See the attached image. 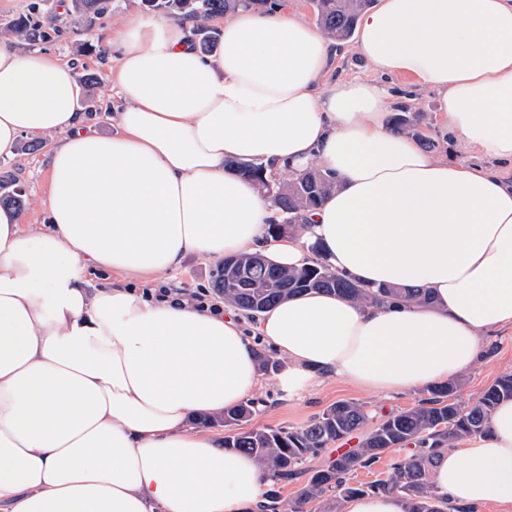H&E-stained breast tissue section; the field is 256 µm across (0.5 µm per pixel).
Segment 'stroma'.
Returning <instances> with one entry per match:
<instances>
[{
    "label": "stroma",
    "mask_w": 512,
    "mask_h": 512,
    "mask_svg": "<svg viewBox=\"0 0 512 512\" xmlns=\"http://www.w3.org/2000/svg\"><path fill=\"white\" fill-rule=\"evenodd\" d=\"M45 12L58 14L59 35L52 41L40 44V51L59 59L74 62L77 75L90 72L99 77L98 84L87 91L91 103L98 109L89 113L92 130L112 135L118 130L114 112L120 102L111 89L108 57L94 50L97 33L120 27L125 18L147 16L148 11L141 0H112L109 11L98 19L92 30H85L81 18L62 15L58 12V0H40ZM394 103H404L412 109L423 112L427 121L424 133L430 138L429 151L438 157H456L458 149L448 127L441 118L442 104L437 94L420 85L414 78L400 77L388 81ZM16 176L26 192V206L23 210L26 223L42 224L46 221L42 205L43 190L49 179V165L46 148L36 150L18 148L11 157H0V178ZM215 260L202 256H188L181 266L159 277L155 285L187 295L197 293L213 294L212 273L217 268ZM512 373V330H503L489 337L482 357L464 374V385L460 396L465 401H475L498 377ZM423 390L404 393L371 395L336 379L325 380L311 391L288 394L281 390L276 374L264 375L262 385L254 399L256 412L249 419L251 429L286 428L303 426L331 404L341 400H353L363 404L370 415L369 426L378 425L386 415L406 410L420 400Z\"/></svg>",
    "instance_id": "1"
}]
</instances>
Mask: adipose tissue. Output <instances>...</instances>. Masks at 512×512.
<instances>
[{
    "mask_svg": "<svg viewBox=\"0 0 512 512\" xmlns=\"http://www.w3.org/2000/svg\"><path fill=\"white\" fill-rule=\"evenodd\" d=\"M102 42L119 50L116 136L85 130L72 65L0 39V157L57 138L47 226L0 208V512H258L268 474L197 423L260 388L256 341L288 393L328 378L402 393L457 380L512 328V182L496 169L512 165V0H379L355 32L372 74L351 80L329 78L331 40L280 10L226 16L208 55L190 20L131 17ZM397 76L434 90L488 166L392 130ZM228 159L316 164L336 187L302 236L273 238L270 200ZM249 253L286 268L317 254L433 302L307 292L252 338L233 307L143 294L188 255ZM433 484L470 512H512V400L486 435L442 449Z\"/></svg>",
    "mask_w": 512,
    "mask_h": 512,
    "instance_id": "1",
    "label": "adipose tissue"
}]
</instances>
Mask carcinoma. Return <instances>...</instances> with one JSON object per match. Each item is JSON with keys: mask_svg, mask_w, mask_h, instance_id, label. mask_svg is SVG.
<instances>
[{"mask_svg": "<svg viewBox=\"0 0 512 512\" xmlns=\"http://www.w3.org/2000/svg\"><path fill=\"white\" fill-rule=\"evenodd\" d=\"M152 11L164 13L175 20L196 21L197 46L207 53L218 39L220 30L212 25L217 18L240 10H258L268 0H142ZM374 4V0H313L317 26L337 42L349 40L358 16ZM108 0H70L68 13L82 17L87 23L103 16ZM19 46H34L49 41L60 32L56 20L46 17L38 4L30 12L6 22L0 28ZM422 115L405 104L391 118V127L414 136L420 144H430L421 131ZM226 167L251 180L269 197L280 223L269 225V233L280 236L307 222L315 210L336 187L335 176L318 166L287 180L267 173L261 162L228 161ZM0 205L21 210L25 192L15 178L0 183ZM244 266L247 280L239 285L224 278L219 266L213 275L214 285L224 301L254 318L286 298L309 290L335 292L351 300L375 308L399 299L422 304L429 296L421 289L398 286L365 288L350 278L336 273L323 262L298 268H281L268 263L261 255L244 254L236 258ZM463 379L427 389L429 396L412 408L388 415L369 431L359 447L336 457L325 469L302 470L307 461L320 456L329 445L363 428L368 420L364 406L353 401H340L295 429L244 430L224 436V447L253 455L271 480L294 479L309 474L306 484L295 499L281 506L277 492H267L261 512H306L305 506L320 501L334 491L345 497L357 494L389 493L399 497L405 512H448L452 506L441 496L430 480V471L437 460L436 449L446 448L454 441L487 433L491 415L499 402L512 399V374L503 375L490 385L473 404L464 403L458 391ZM254 412V403H244L224 411V426L240 425ZM412 445L415 452L408 457L390 460L389 474L384 479L352 486L349 476L356 470L368 469L396 448Z\"/></svg>", "mask_w": 512, "mask_h": 512, "instance_id": "carcinoma-1", "label": "carcinoma"}]
</instances>
